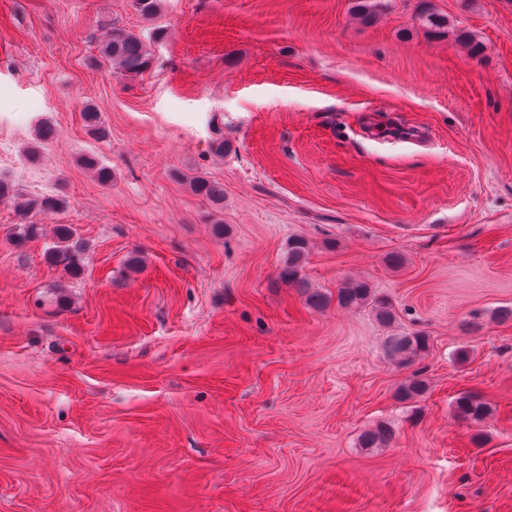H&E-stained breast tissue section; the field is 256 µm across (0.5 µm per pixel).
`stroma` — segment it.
I'll list each match as a JSON object with an SVG mask.
<instances>
[{
  "label": "stroma",
  "mask_w": 512,
  "mask_h": 512,
  "mask_svg": "<svg viewBox=\"0 0 512 512\" xmlns=\"http://www.w3.org/2000/svg\"><path fill=\"white\" fill-rule=\"evenodd\" d=\"M385 3L0 0V178L66 202L21 245L0 203V512H512V0ZM115 26L151 39L142 77L91 65ZM58 224L79 277L44 258ZM296 237L322 308L278 278ZM353 278L390 322L339 305ZM186 181L191 190L198 196L212 202H219L222 198L224 199V187L204 176L187 177ZM426 347L427 340L423 336H401L394 340L391 351L400 356L403 361H410L422 353ZM455 407L464 418L472 421L483 420L489 412L488 404L473 391H464L455 399Z\"/></svg>",
  "instance_id": "35a3bbf8"
}]
</instances>
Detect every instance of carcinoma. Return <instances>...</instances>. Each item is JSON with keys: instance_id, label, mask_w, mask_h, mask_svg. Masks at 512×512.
I'll use <instances>...</instances> for the list:
<instances>
[{"instance_id": "1", "label": "carcinoma", "mask_w": 512, "mask_h": 512, "mask_svg": "<svg viewBox=\"0 0 512 512\" xmlns=\"http://www.w3.org/2000/svg\"><path fill=\"white\" fill-rule=\"evenodd\" d=\"M136 12L147 20H153L162 12V0H133ZM382 7V0H353L354 11L364 20L373 19ZM428 31L436 37L448 35V18L434 13L424 16ZM93 62L103 63L117 70L120 75L137 78L144 75L151 67V46L142 37L123 28H112L102 43L99 44L98 54ZM82 119L87 129L97 138L103 139L109 131L104 125L100 112L91 105L86 106ZM81 165L93 172L98 180L109 182L112 180L111 169L102 163L95 154H85L80 159ZM191 190L212 202L224 198V187L204 176L187 178ZM10 202L22 217L21 223L15 225L12 237L23 242L38 235L40 225L31 221L35 214L47 216L58 213L63 200L55 196L26 197L19 193L15 187L0 180V203ZM309 252L308 243L302 238H295L288 243V259L285 261L280 278L298 287H304L302 271ZM47 262L73 276H79L85 266L84 246L75 240V233L69 224L55 225V238L45 252ZM338 303L344 307L361 308L371 307L376 310L380 319H391L389 303L375 296L365 281L347 283L338 290ZM427 347V340L423 336H401L394 340L391 351L409 361L422 353ZM426 384L423 379L414 376L401 387V395L407 400L423 396ZM455 407L464 418L472 421L483 420L489 412L488 404L481 396L473 391H464L455 399Z\"/></svg>"}]
</instances>
